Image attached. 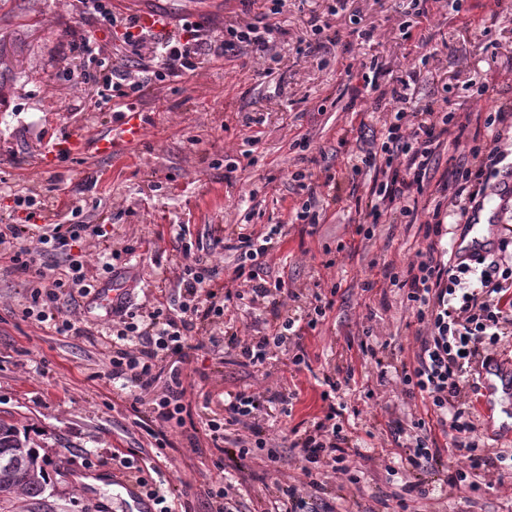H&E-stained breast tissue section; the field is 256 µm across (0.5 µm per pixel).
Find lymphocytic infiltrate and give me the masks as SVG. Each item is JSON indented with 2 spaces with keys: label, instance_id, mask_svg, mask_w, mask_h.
<instances>
[{
  "label": "lymphocytic infiltrate",
  "instance_id": "1",
  "mask_svg": "<svg viewBox=\"0 0 512 512\" xmlns=\"http://www.w3.org/2000/svg\"><path fill=\"white\" fill-rule=\"evenodd\" d=\"M286 0H271L268 15L253 21L225 25L214 36L198 21H183L180 27L157 42L161 67L140 76L126 66L115 65L104 73L106 85L142 92L149 79L178 77L193 68L202 45H210L215 56L227 59L244 54L271 55L280 28L269 23V15L281 13ZM83 16L115 24L116 37L132 53L146 42L145 26L135 15L116 17L108 0H81ZM417 70L395 73L377 57L364 61L357 81H346L343 92L350 101L371 96L373 108H390L379 137L365 147H352L349 136L338 140L346 162L335 174L316 166L308 138L295 142L301 165L290 179L305 197L294 212L295 223L317 229L330 207L344 206L353 213L354 233L371 239L381 224L423 223L426 249L417 251L404 267L388 262L381 274L387 285L398 288L406 299L414 326V349L409 360L392 364L379 355L370 340L360 342L361 353L374 364L378 379L395 374L405 398L420 400L423 414L404 423L388 418L385 426L397 445L378 448L374 454L385 463L388 475L399 477L401 486L392 492L393 512H409L410 499H424L430 491L423 478L433 472L441 488L456 493H473L479 478L512 476V448L487 446L482 438L479 416L468 400L469 391L479 388L480 363L512 348V235L501 239L493 253L475 262L455 261L443 247V224L451 219L469 223L471 208L488 198L512 191V149L501 147L503 136L512 132V97L499 98L484 126L491 139H482L472 128L469 114L456 111L445 99L417 98ZM447 157L446 170H439L440 157ZM366 178L367 189L357 196L345 192L343 181ZM327 186L319 196V186ZM71 224H1L0 256L34 283L27 316L49 323L59 336L82 335V328L65 314L61 298L70 303L97 291L99 278L91 264L72 258L70 252L81 240L100 235L99 227L79 221V207H72ZM282 236L280 225H269L258 234L225 230L224 248L236 256V264L223 285L207 281L206 256L182 247L174 259L179 278L189 297L179 309H171L165 288H158L151 308L120 300L113 304L112 334L119 340L109 358L107 375L122 379L141 394L152 395L150 412L159 428L153 436L157 450L169 448L165 424L184 426L187 407L182 366L193 351V337L215 342L242 365L259 367L270 353L292 344L294 367L305 365L308 353L302 343L306 333L316 331L333 309L335 301L313 291L306 312L286 309L285 302L297 299L294 289L273 276L267 256ZM68 256L64 276L48 274L45 253ZM265 314L266 331L260 336L242 335L234 315L239 307ZM353 366L338 368L324 379L320 398L326 404L323 417L300 422L289 429L303 475L293 484L275 483L269 497L277 512H336L333 501L314 510L307 501L309 491L324 492L328 472L344 475L347 484L360 485V468L355 458L362 451L350 428L344 407L335 403L342 388L355 380ZM265 399L257 392L229 393L224 408L208 415L202 436H189L192 452L209 445L223 452L233 444L238 461L253 458L268 445L267 430L260 417ZM446 438L447 447L437 445Z\"/></svg>",
  "mask_w": 512,
  "mask_h": 512
}]
</instances>
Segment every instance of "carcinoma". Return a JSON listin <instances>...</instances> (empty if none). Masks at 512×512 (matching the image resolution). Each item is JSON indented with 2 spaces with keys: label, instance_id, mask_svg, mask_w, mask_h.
I'll return each instance as SVG.
<instances>
[{
  "label": "carcinoma",
  "instance_id": "1",
  "mask_svg": "<svg viewBox=\"0 0 512 512\" xmlns=\"http://www.w3.org/2000/svg\"><path fill=\"white\" fill-rule=\"evenodd\" d=\"M7 463L9 468H0V502L11 501L22 493L36 498L45 489L46 473L44 461L34 443L20 435L16 426L0 418V464Z\"/></svg>",
  "mask_w": 512,
  "mask_h": 512
}]
</instances>
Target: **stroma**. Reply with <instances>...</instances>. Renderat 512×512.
I'll return each mask as SVG.
<instances>
[{
    "label": "stroma",
    "mask_w": 512,
    "mask_h": 512,
    "mask_svg": "<svg viewBox=\"0 0 512 512\" xmlns=\"http://www.w3.org/2000/svg\"><path fill=\"white\" fill-rule=\"evenodd\" d=\"M125 13H161L171 21L203 16L207 29L249 19L243 5L226 0H125ZM332 0H288L275 15L283 34L276 57L257 56L227 62L201 49L195 71L152 82L139 107L147 114L141 141L109 154L92 146L68 148L85 133L109 134L117 122L100 74L130 59L131 53L105 25L83 19L76 0H0V223L17 224L25 215L14 195L33 191L51 205L57 222L71 206L83 209L88 224H105L113 248L134 250L120 283L132 303H151L159 281H166L172 304L186 299L170 259L179 247L177 225L188 227L186 240L198 254H209L212 279L223 283L234 257L217 243L215 229L235 224L245 231L281 224L286 235L268 257L275 276L298 293L313 284L335 291V305L323 325L305 336L308 364L294 370L290 353L271 354L258 368L245 367L223 347L193 351L184 367L185 401L192 421L168 425L172 446L157 456L155 441L141 426L148 406L132 408L119 385L106 376L111 317L104 309L88 314L89 335L59 336L48 326L23 317L32 283L0 258V417L28 432L49 459L44 493L0 503V512H128L127 475L122 460L142 468L149 487L159 490L172 512H211L209 487L228 479L243 512H255L274 480H287L299 469L290 438L281 427L269 429L279 464L266 456L245 470L235 467L233 452L216 460L210 451H187V434L218 409L225 392H260L279 403L297 392L292 422L321 415L324 375L349 363L359 364V340L371 331L389 358H406L414 338L409 314L397 288L384 284L381 261L406 263L425 248L415 224L379 225L372 239L354 233L349 211L329 209L316 234L291 221L300 202L288 188V175L299 164L292 147L309 138L319 167L340 169L336 153L343 129L379 134L386 111H373L370 98L345 108L337 97L347 73H358L363 60L378 56L401 72L419 66L418 96L450 100L461 112L485 116L494 105L477 96L484 84L512 86V0H428L427 13L404 39L406 22L399 0H348L331 23L336 45L319 58L298 55L311 16L326 13ZM370 29L363 44L354 28ZM95 35L99 52L87 59L73 50L80 36ZM259 137L250 146V137ZM239 169L227 173L225 166ZM96 185L83 189L86 176ZM259 191L249 201L250 188ZM347 245L334 267H326L325 247ZM372 291H364L365 282ZM370 402L357 391H340V401L358 409L351 418L362 447L391 446L381 429L401 398V386L386 377ZM361 490L340 488L338 512H385L381 498L389 477L373 462L363 465ZM97 478L94 486L85 485ZM419 512H512V487L484 486L473 494L418 501Z\"/></svg>",
    "instance_id": "obj_1"
}]
</instances>
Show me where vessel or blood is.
I'll return each instance as SVG.
<instances>
[{"label": "vessel or blood", "mask_w": 512, "mask_h": 512, "mask_svg": "<svg viewBox=\"0 0 512 512\" xmlns=\"http://www.w3.org/2000/svg\"><path fill=\"white\" fill-rule=\"evenodd\" d=\"M143 134L139 110L125 109L118 129L102 139V152L109 153L119 144L138 141ZM499 209H480L473 213L468 236L452 246L455 257L472 260L484 255L500 240ZM479 414L486 430L501 440L512 442V357L494 359L480 370Z\"/></svg>", "instance_id": "vessel-or-blood-1"}]
</instances>
